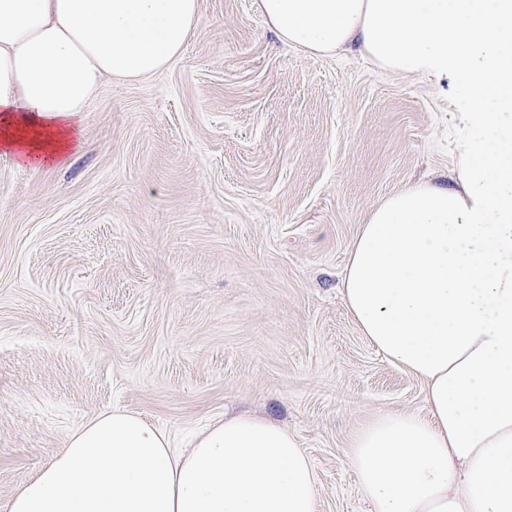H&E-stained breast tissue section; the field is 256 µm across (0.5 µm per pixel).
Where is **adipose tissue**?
I'll return each mask as SVG.
<instances>
[{
	"label": "adipose tissue",
	"instance_id": "obj_1",
	"mask_svg": "<svg viewBox=\"0 0 512 512\" xmlns=\"http://www.w3.org/2000/svg\"><path fill=\"white\" fill-rule=\"evenodd\" d=\"M310 54L355 48L466 85L453 185L386 197L340 278L361 335L424 387L420 412L361 424L350 461L372 512H512V0H256ZM200 0H0V148L60 161L104 77L173 61ZM317 472L272 420H216L176 446L122 410L95 416L7 512H317Z\"/></svg>",
	"mask_w": 512,
	"mask_h": 512
}]
</instances>
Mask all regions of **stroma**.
Instances as JSON below:
<instances>
[{
	"mask_svg": "<svg viewBox=\"0 0 512 512\" xmlns=\"http://www.w3.org/2000/svg\"><path fill=\"white\" fill-rule=\"evenodd\" d=\"M442 84L282 44L255 0H200L182 53L103 79L59 163L0 150V512L90 417L183 439L242 412L295 434L319 512H370L351 434L421 382L345 311L371 210L447 181Z\"/></svg>",
	"mask_w": 512,
	"mask_h": 512,
	"instance_id": "1",
	"label": "stroma"
}]
</instances>
